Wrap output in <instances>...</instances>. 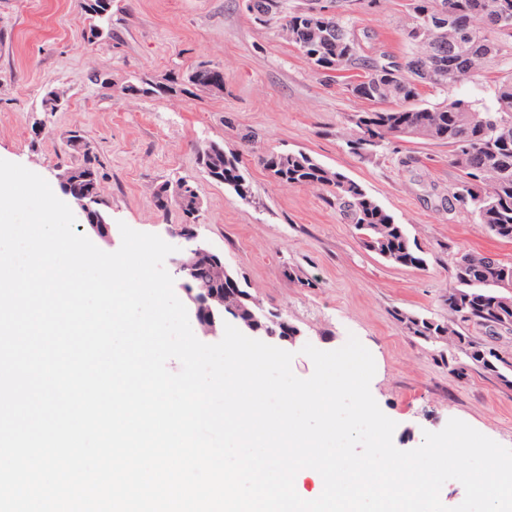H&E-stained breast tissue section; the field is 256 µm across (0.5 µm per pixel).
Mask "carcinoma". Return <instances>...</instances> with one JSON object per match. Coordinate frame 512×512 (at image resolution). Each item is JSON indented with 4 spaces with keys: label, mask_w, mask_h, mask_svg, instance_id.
Here are the masks:
<instances>
[{
    "label": "carcinoma",
    "mask_w": 512,
    "mask_h": 512,
    "mask_svg": "<svg viewBox=\"0 0 512 512\" xmlns=\"http://www.w3.org/2000/svg\"><path fill=\"white\" fill-rule=\"evenodd\" d=\"M456 10L448 17L447 30L457 35L452 44L432 48L422 44L421 29L425 17H433L438 0H412L409 22L405 28L407 43L414 51L402 57L404 67H393L395 56L381 52L367 55L356 32L336 14L316 19L302 9H288L286 0H254V19L259 24H279L317 73L360 69L375 74L376 79L390 80L395 94L382 93L371 81L350 84L351 93L373 101L381 108L356 115L353 127L346 132L349 149L367 153L397 137L394 124L422 128L420 138L448 146L453 165L460 177L448 196V207L458 203L467 208L475 222L486 227L490 235L512 241V76L503 79L495 91V102L488 106L480 100L457 98L435 105L423 103L419 88L427 85L439 91L473 83L488 63L501 56L499 39H512V23L495 26L478 17L475 4L497 5L512 14V0H452ZM196 90L224 92V77L207 61L199 62L183 76L169 75L162 80L142 78L124 87L126 94L147 98L192 95ZM66 152L79 155L78 164L60 165V175L85 171L90 175L100 209L109 208L101 182L98 157L85 150L86 140L72 135L64 140ZM202 165L215 182L233 187L243 197L247 194L239 173V157L224 147L211 144L200 150ZM261 163L279 183L324 190L329 203L360 232L369 248L391 263L401 266L426 265L417 242L407 234L405 225L395 221L354 180L319 163L302 151H284L261 157ZM162 186L154 194L157 210L166 213L176 207L183 223L195 224L200 208L193 184L178 180V191L163 201ZM463 264H454L453 287L445 301L448 311L462 321L474 320L496 335L512 331V292L489 280L494 273H505L512 283V263H503L484 254L462 253ZM224 265L202 263L195 274L199 288L212 290L224 287ZM258 307L257 300L242 302L233 294L224 293V312L235 309L244 315ZM403 328L429 342L451 339L471 362L512 386V361L486 345L464 336L451 325L432 317L400 313Z\"/></svg>",
    "instance_id": "1"
}]
</instances>
